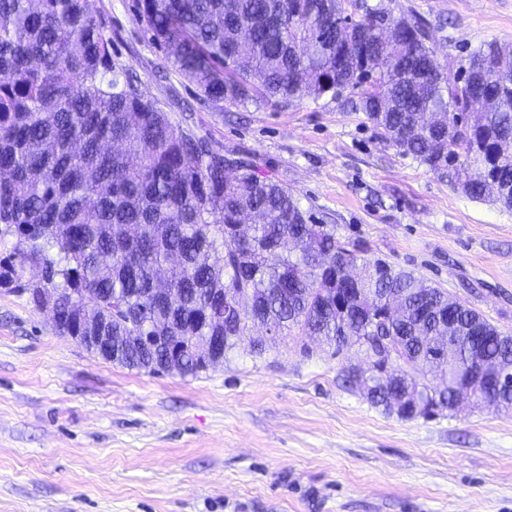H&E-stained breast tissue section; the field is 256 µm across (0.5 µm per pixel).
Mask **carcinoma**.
Here are the masks:
<instances>
[{
    "label": "carcinoma",
    "instance_id": "1",
    "mask_svg": "<svg viewBox=\"0 0 512 512\" xmlns=\"http://www.w3.org/2000/svg\"><path fill=\"white\" fill-rule=\"evenodd\" d=\"M357 0H140L167 63L211 102L288 108L333 99L379 129L405 155L446 172L472 199L488 181L512 192V46L490 42L459 71L440 65L417 18ZM0 287L54 299L56 332L86 336L73 320L122 346L107 361L149 373L195 376L224 363L251 327L270 341L293 336L340 352L353 337L399 336L397 381L448 409L428 377L448 371L420 336L459 322L482 326L459 366H512V335L410 271L368 256L316 222L287 186L242 158L228 165L208 140L176 128L112 60L103 20L85 0H0ZM44 268L23 283L27 266ZM404 296L392 321L378 301ZM222 350L204 364L211 337ZM179 345L178 355L170 346ZM371 404L392 410L390 388Z\"/></svg>",
    "mask_w": 512,
    "mask_h": 512
}]
</instances>
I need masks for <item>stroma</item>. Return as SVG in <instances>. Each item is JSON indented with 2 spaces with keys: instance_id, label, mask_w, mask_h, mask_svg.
<instances>
[{
  "instance_id": "stroma-1",
  "label": "stroma",
  "mask_w": 512,
  "mask_h": 512,
  "mask_svg": "<svg viewBox=\"0 0 512 512\" xmlns=\"http://www.w3.org/2000/svg\"><path fill=\"white\" fill-rule=\"evenodd\" d=\"M427 25L440 63L512 44V0H365ZM112 59L176 126L247 156L343 240L512 334V207L475 200L339 100L214 105L167 67L138 0H90ZM199 376L107 362L0 288V512H512V410L405 420L341 385L357 348L250 340Z\"/></svg>"
}]
</instances>
